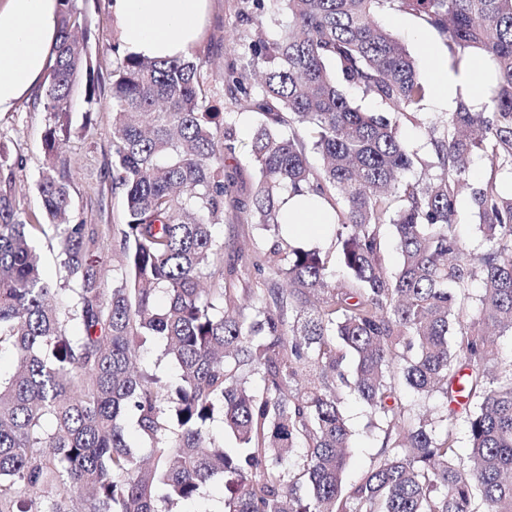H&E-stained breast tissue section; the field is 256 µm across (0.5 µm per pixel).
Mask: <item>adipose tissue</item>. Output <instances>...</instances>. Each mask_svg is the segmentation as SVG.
Masks as SVG:
<instances>
[{"instance_id":"1","label":"adipose tissue","mask_w":512,"mask_h":512,"mask_svg":"<svg viewBox=\"0 0 512 512\" xmlns=\"http://www.w3.org/2000/svg\"><path fill=\"white\" fill-rule=\"evenodd\" d=\"M208 0H112V15L128 52L152 59L184 57L195 48ZM58 0H0V112L13 108L40 84L54 55ZM437 102L457 96L471 105L485 101L489 73L481 58L433 70Z\"/></svg>"}]
</instances>
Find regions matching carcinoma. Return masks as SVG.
I'll use <instances>...</instances> for the list:
<instances>
[{"label": "carcinoma", "instance_id": "1", "mask_svg": "<svg viewBox=\"0 0 512 512\" xmlns=\"http://www.w3.org/2000/svg\"><path fill=\"white\" fill-rule=\"evenodd\" d=\"M241 2L250 36L229 92L262 122L250 144L255 191L233 207L272 234L240 256L262 287L236 288L234 264L215 273L226 243L213 229L224 223L236 136L229 113L210 104L203 61L124 54L110 95L112 186L126 200L118 273L105 277L110 227L69 216L66 162L37 180L47 224L28 223L0 192V351L16 358L0 376V512H74L76 503L80 512H181L224 478L222 512H512V357L495 340L512 335V191L494 179L467 183L477 151L512 174V0H277L288 22L276 39L263 31L265 0ZM381 10L436 32L453 65L477 55L495 74L482 110L459 97L429 127L433 174L415 181L405 179L414 153L400 119L420 111L428 83L378 22ZM88 37L83 0H60L41 100L55 119L49 156L67 131L78 72L86 118L100 103ZM347 88L382 110L363 111ZM466 189L476 254L454 227ZM295 194L326 203L346 230L347 283L318 249L280 237ZM383 224L396 230L395 273L382 261ZM38 234L55 241L61 285L39 265ZM476 280L472 313L465 299ZM72 322L80 334L68 333ZM158 337L175 381L135 368ZM401 384L441 399L447 421L464 414L468 461L452 427L439 433L411 413ZM345 393L381 431L372 467L349 486ZM217 420L235 447L210 434ZM129 421L145 457L125 439ZM299 446L303 466L283 468Z\"/></svg>", "mask_w": 512, "mask_h": 512}]
</instances>
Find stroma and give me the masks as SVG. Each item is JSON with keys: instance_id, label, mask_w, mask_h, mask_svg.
Listing matches in <instances>:
<instances>
[{"instance_id": "1", "label": "stroma", "mask_w": 512, "mask_h": 512, "mask_svg": "<svg viewBox=\"0 0 512 512\" xmlns=\"http://www.w3.org/2000/svg\"><path fill=\"white\" fill-rule=\"evenodd\" d=\"M239 0H209L208 13L201 40L198 44L204 60L203 71L209 77V97L213 105L232 111L230 96L222 80L233 66L239 65L243 53L241 29L236 13ZM90 21L88 55L102 80V100L110 98V79L117 59L113 51L119 42L117 25L110 11V0H87ZM379 21L398 38L407 50L420 59L425 69H433L448 59V49L438 35L425 27L410 14L384 12ZM431 43L436 57H428L424 43ZM43 88H36L28 97L19 100L7 112H0V151L10 162L23 168L13 195L17 206L29 223L42 219L36 183L39 174L49 162L42 149V137L53 124V118L39 103ZM71 134L60 149V154L70 162V194L74 218L87 224H107L113 227L125 221V203L120 190L114 189L108 168L112 161V114L99 108L93 115L91 126H84V84L76 82L71 93ZM256 114L237 115L235 128L239 139L233 157L227 159L228 167L240 172L235 194L249 197L255 190L257 177L250 159L249 145ZM215 234L235 247L251 250L265 246L267 238L256 225L247 223L243 215L225 210L224 222L216 226ZM340 410L351 431V448L344 472L345 484L357 482L370 468L379 446V435L367 423V407L355 396L344 395Z\"/></svg>"}]
</instances>
